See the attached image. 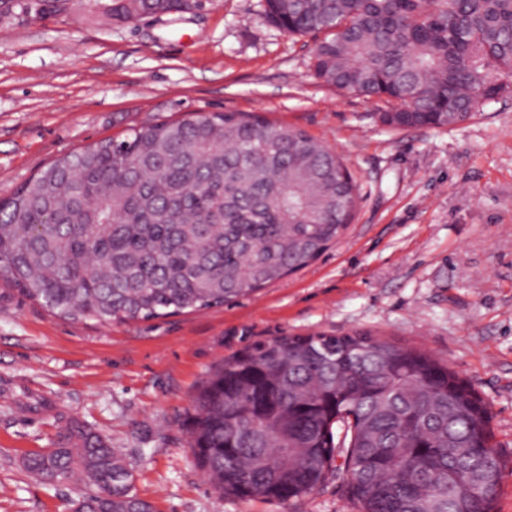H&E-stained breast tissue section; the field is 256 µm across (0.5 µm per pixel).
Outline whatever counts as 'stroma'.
Here are the masks:
<instances>
[{"label":"stroma","instance_id":"1","mask_svg":"<svg viewBox=\"0 0 512 512\" xmlns=\"http://www.w3.org/2000/svg\"><path fill=\"white\" fill-rule=\"evenodd\" d=\"M0 14V198L44 166L149 120L258 114L342 156L356 217L307 268L221 307L73 321L0 282V512H73L87 487L23 461L72 425L101 434L155 512H351L339 480L282 504L224 499L188 446L195 399L225 358L287 335L368 331L431 354L492 412L512 458V92L447 128L383 126L381 102L310 68L313 40L264 21L263 0L112 19Z\"/></svg>","mask_w":512,"mask_h":512}]
</instances>
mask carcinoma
Returning a JSON list of instances; mask_svg holds the SVG:
<instances>
[{
  "label": "carcinoma",
  "instance_id": "cac0c4a2",
  "mask_svg": "<svg viewBox=\"0 0 512 512\" xmlns=\"http://www.w3.org/2000/svg\"><path fill=\"white\" fill-rule=\"evenodd\" d=\"M197 0H112V19ZM312 35L315 76L385 104L394 129L468 120L512 87V0H265ZM358 185L304 130L196 111L50 163L0 205V276L71 320L219 307L316 261L352 223ZM490 409L431 355L356 331L279 336L226 360L195 399L189 447L223 498H303L329 476L356 512H495L507 464ZM345 457L344 468L334 465ZM78 473L88 512H154L122 455L76 425L25 460Z\"/></svg>",
  "mask_w": 512,
  "mask_h": 512
}]
</instances>
